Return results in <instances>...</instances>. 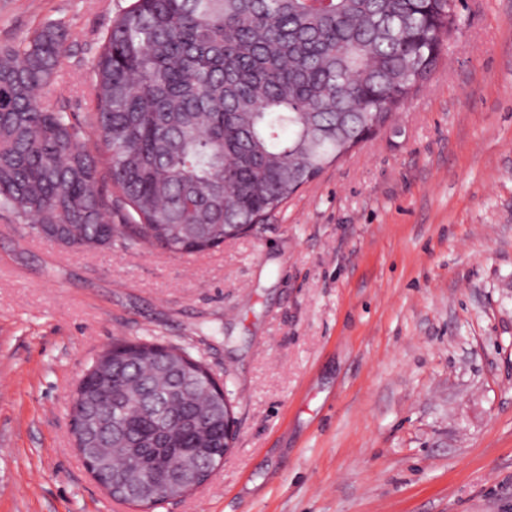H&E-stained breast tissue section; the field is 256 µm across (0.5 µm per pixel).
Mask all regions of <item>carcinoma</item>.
I'll return each instance as SVG.
<instances>
[{"label":"carcinoma","mask_w":512,"mask_h":512,"mask_svg":"<svg viewBox=\"0 0 512 512\" xmlns=\"http://www.w3.org/2000/svg\"><path fill=\"white\" fill-rule=\"evenodd\" d=\"M458 24V0H133L93 67L100 152L38 96L66 53L48 22L0 49V213L67 248L203 253L385 127ZM191 361L117 341L78 383L75 443L113 499L150 512L154 475L184 474L176 499L220 463L224 398Z\"/></svg>","instance_id":"obj_1"}]
</instances>
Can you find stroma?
Here are the masks:
<instances>
[{"label":"stroma","mask_w":512,"mask_h":512,"mask_svg":"<svg viewBox=\"0 0 512 512\" xmlns=\"http://www.w3.org/2000/svg\"><path fill=\"white\" fill-rule=\"evenodd\" d=\"M132 0H0V46L68 31L41 100L94 112ZM387 127L215 250H81L0 217V512H135L74 446L117 338L226 381L234 439L155 512H512V0H460Z\"/></svg>","instance_id":"35a3bbf8"}]
</instances>
